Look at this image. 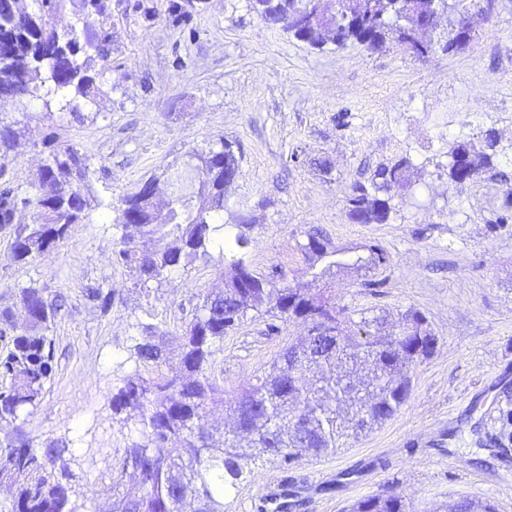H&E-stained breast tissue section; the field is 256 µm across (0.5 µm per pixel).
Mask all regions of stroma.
I'll return each mask as SVG.
<instances>
[{"label": "stroma", "mask_w": 512, "mask_h": 512, "mask_svg": "<svg viewBox=\"0 0 512 512\" xmlns=\"http://www.w3.org/2000/svg\"><path fill=\"white\" fill-rule=\"evenodd\" d=\"M112 66L100 70L94 101L71 109L42 97L0 99V120L23 132L10 179L31 190L45 139L77 144L90 163L89 217L41 259L15 263L10 227L0 226V307L17 288H41L58 311L50 334L53 373L41 404L0 441L22 431L33 447L66 441L77 474V512H108L91 496L102 471L121 470L122 448L139 438L110 397L136 373L131 348L142 330L190 320L200 295L221 288V256L171 272L141 293L112 261L118 204L143 181L158 182L190 153L234 143L240 173L229 209L252 221L247 260L279 282L309 283L299 245L317 229L340 248L376 244L383 271L348 269L323 279L337 304L393 313L423 311L439 338L414 372L413 392L392 419L336 453L293 468L255 469L226 497L227 512H253L258 497L287 493L289 512H347L355 501L396 491L418 512L461 498L512 512V224L491 225L512 182V0L464 48L421 62L358 46L311 49L268 28L248 0H112ZM491 130L495 173L455 185L425 176L426 207L401 206L383 224H355L344 192L378 163L439 158L449 143ZM324 159L329 172L316 165ZM382 280L366 289L365 281ZM111 292L102 311L88 295ZM302 325L245 320L218 357L231 390L261 375Z\"/></svg>", "instance_id": "stroma-1"}]
</instances>
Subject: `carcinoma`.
I'll return each instance as SVG.
<instances>
[{"mask_svg": "<svg viewBox=\"0 0 512 512\" xmlns=\"http://www.w3.org/2000/svg\"><path fill=\"white\" fill-rule=\"evenodd\" d=\"M0 0V98L30 95L41 87L66 99L72 93L89 97L94 88V63L110 62L107 25L112 0ZM252 9L275 14L280 28L301 37L315 49L332 44L342 50L352 44L373 53L396 49L419 61L448 54L472 41L489 20L474 0H456L448 10L442 37L428 33L432 0H354L355 21L340 27L328 23L299 34L292 31L277 0H251ZM70 9L78 16L96 15L98 32L75 26L60 29L53 18ZM18 131L0 124V224L13 226L11 250L18 263L37 260L66 239L70 227L88 218L91 202L82 193L87 182L85 159L76 145L49 150L38 173L44 191L23 196L7 179V167ZM497 138L487 130L475 138L448 145L454 165L436 164V175L456 184L474 183L494 169ZM193 168L205 174V197L185 193L179 185L176 206L162 214L140 191L125 196L118 209L122 235L114 250L127 268L134 289L146 291L153 282L197 261H208L215 250L235 244L222 276L224 289L203 296L192 319L173 331L145 328L132 356L149 375L122 379L112 393L114 413L124 423L139 426L140 437L123 449L132 464V479L108 470L92 489L112 501V512H181L184 501L196 502L195 512H225L227 491L264 463L287 469L304 457L333 454L357 439V421L370 413L367 430L401 411L413 389L415 367L436 350L438 337L427 316L414 308L398 314L395 333L382 334L387 315L366 308L340 306L331 296L300 284L279 286L254 274L247 263L251 219L232 212L224 222V172L240 167L232 143L194 153ZM414 164L400 157L376 166L370 178L350 184L344 196L346 217L362 224H383L396 212L395 200L407 203ZM33 210L30 224L15 223L19 208ZM308 257V273L320 281L331 271L378 270L388 263L377 245L349 260L347 251L319 232L306 233L300 244ZM302 324L310 353L301 366L291 365L283 350L262 376L244 382L224 397L223 369L216 346L240 326L248 314ZM57 313L42 289L24 286L10 306L0 308V338L9 348L0 354V422L11 423L41 403L52 373L53 340L48 331ZM216 410L234 420L224 447L209 441L208 418ZM64 442L43 453L18 435L0 442V484L12 489L0 512H76L74 473L63 456ZM349 512H415L403 495H374L349 507ZM453 512H496L488 501L462 498Z\"/></svg>", "mask_w": 512, "mask_h": 512, "instance_id": "carcinoma-1", "label": "carcinoma"}]
</instances>
